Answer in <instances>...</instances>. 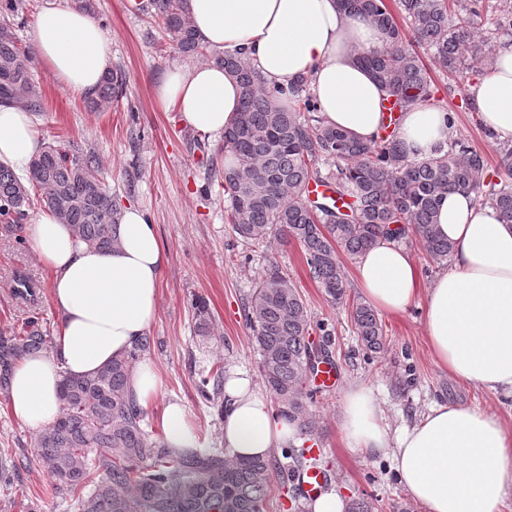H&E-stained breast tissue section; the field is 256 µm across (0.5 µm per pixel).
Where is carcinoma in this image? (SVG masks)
Masks as SVG:
<instances>
[{
  "mask_svg": "<svg viewBox=\"0 0 512 512\" xmlns=\"http://www.w3.org/2000/svg\"><path fill=\"white\" fill-rule=\"evenodd\" d=\"M394 14L386 0H341L350 13L368 17L386 34L380 53L361 57L395 101L399 111L431 97V79L418 52H429L448 78L457 82L480 72L492 46L512 33V0H399ZM22 0H0V104L27 112L43 111L34 83L31 48L16 36L9 17ZM141 9L170 44L188 56H204L236 78L241 88L238 116L224 131L222 151L231 162L219 171L228 206L226 219L240 237L260 248L278 237L296 243L309 274L334 304L346 299L340 254L358 256L380 238L415 237L436 262L451 257L452 246L435 231L439 203L451 192L474 194L493 204L502 222L512 224V146L499 145L496 182L485 181V153L457 138L427 159L408 158L393 135L363 142L323 124L309 80L268 86L240 53L213 52L192 28L186 0H146ZM496 15L484 27V15ZM123 74L108 70L97 90L84 96L93 112H105L122 94ZM95 151L79 146H46L30 164L27 182L0 164V220L18 222L33 203L30 190L75 236L110 251L118 243L120 212L98 178ZM327 183L332 196L310 198V183ZM197 332L210 333V312L196 298ZM362 346L380 351L383 327L368 305H352ZM246 321L260 353V375L278 412L311 429L304 398L305 380L326 359L314 351L308 306L288 273L271 267L260 276L248 300ZM151 349L150 337L129 355L113 359L90 376H66L60 414L35 435L37 462L55 489L71 498L74 512H265L273 469L282 479L321 457L305 449L284 448L292 460L248 458L227 462L215 452L175 453L144 426V412L128 393L135 363ZM50 339L33 321L15 336H0V393H7L13 370L26 354L49 352ZM221 369L201 377L207 400L222 394Z\"/></svg>",
  "mask_w": 512,
  "mask_h": 512,
  "instance_id": "cac0c4a2",
  "label": "carcinoma"
}]
</instances>
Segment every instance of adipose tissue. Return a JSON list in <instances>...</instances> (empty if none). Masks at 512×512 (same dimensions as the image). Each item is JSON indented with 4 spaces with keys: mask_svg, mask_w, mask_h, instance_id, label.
<instances>
[{
    "mask_svg": "<svg viewBox=\"0 0 512 512\" xmlns=\"http://www.w3.org/2000/svg\"><path fill=\"white\" fill-rule=\"evenodd\" d=\"M198 40L217 51L244 49L271 86L308 77L324 125L366 141L387 121L384 91L361 63L386 46L369 19L344 12L339 0H187ZM38 57L65 88L92 92L111 66L108 42L82 10L46 0L37 15ZM470 101L495 142L512 144V40L496 46ZM159 101L176 105L183 121L222 138L237 118L240 88L213 63L167 72ZM407 155L424 159L447 144L453 130L436 106L403 112L396 130ZM43 141L29 112L0 106V163L26 176ZM436 232L452 245V262L424 283L411 253L382 239L356 264L365 302L380 313L423 303V324L437 366L465 383L512 394V224L492 206L457 192L440 202ZM30 247L51 276L59 315L54 349L21 358L8 393L14 416L38 430L60 413L65 376L96 373L140 343L157 313L161 270L168 260L146 211L120 210L119 241L103 252L79 241L69 225L43 211L27 227ZM173 451L195 449L187 411L168 402L161 413ZM224 447L230 459L269 458L300 441L297 421L275 415L267 393L245 373L224 382ZM342 429L357 448L389 451L410 496L426 512H501L512 494V420L495 413L433 404L421 419L390 435L370 391L344 398Z\"/></svg>",
    "mask_w": 512,
    "mask_h": 512,
    "instance_id": "ef3b65f1",
    "label": "adipose tissue"
}]
</instances>
